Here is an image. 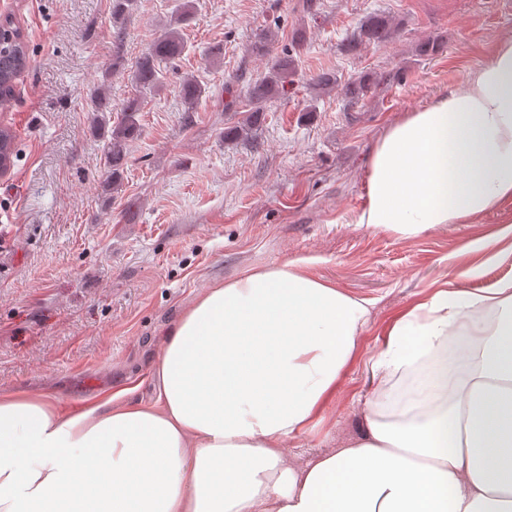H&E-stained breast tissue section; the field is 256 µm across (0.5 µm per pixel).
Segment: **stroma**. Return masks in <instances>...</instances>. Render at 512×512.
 I'll list each match as a JSON object with an SVG mask.
<instances>
[{"label": "stroma", "mask_w": 512, "mask_h": 512, "mask_svg": "<svg viewBox=\"0 0 512 512\" xmlns=\"http://www.w3.org/2000/svg\"><path fill=\"white\" fill-rule=\"evenodd\" d=\"M179 2L135 0L114 73L111 0H0V19L18 27L31 59L0 110L16 150L0 172V390L49 394L73 410L123 389L128 401L153 402L161 340L193 298L246 269L307 258L314 276L374 302L324 421L288 442L303 457L338 447L362 425L369 359L398 313L446 281L492 288L512 278L511 204L411 239L352 222L376 139L485 61L512 32V9L498 0H196L185 53L165 86L143 96L123 184L104 193L89 92L108 82L120 106L137 58ZM375 12L396 19V38L346 54L343 41ZM299 24L308 39L292 84L252 140L225 141V124L239 119L225 103L268 66L249 51L255 34L271 32L282 48ZM429 37L441 52L416 56ZM215 46L218 64L208 57ZM326 71L340 84L365 73L379 84L358 102L341 88L313 96L308 79ZM185 76L206 88L192 113L178 95Z\"/></svg>", "instance_id": "obj_1"}]
</instances>
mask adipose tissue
Instances as JSON below:
<instances>
[{"label": "adipose tissue", "mask_w": 512, "mask_h": 512, "mask_svg": "<svg viewBox=\"0 0 512 512\" xmlns=\"http://www.w3.org/2000/svg\"><path fill=\"white\" fill-rule=\"evenodd\" d=\"M357 224L410 239L512 203V33L371 151ZM373 300L251 268L172 325L147 405L0 391V512H512V280L441 287L370 359L361 436L306 461ZM463 367L448 374L449 361Z\"/></svg>", "instance_id": "obj_1"}]
</instances>
